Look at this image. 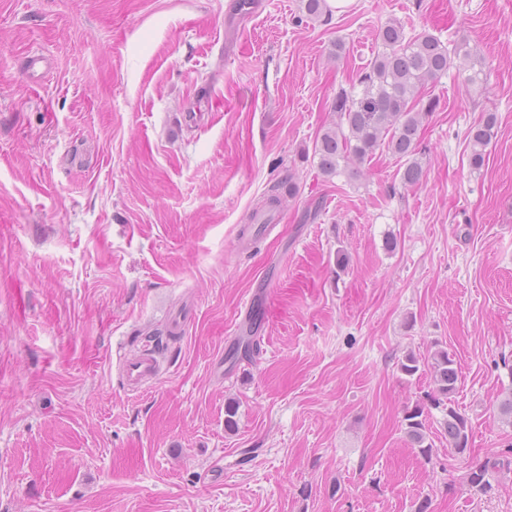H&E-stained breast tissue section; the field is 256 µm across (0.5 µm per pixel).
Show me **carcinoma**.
<instances>
[{"mask_svg":"<svg viewBox=\"0 0 512 512\" xmlns=\"http://www.w3.org/2000/svg\"><path fill=\"white\" fill-rule=\"evenodd\" d=\"M378 38L384 51L377 54L358 80V88L336 95L334 112L338 121L327 127L314 147L322 173L337 176L351 173L358 164L382 149L402 163V184L412 187L423 174L417 158L420 146V127L423 119L437 108L438 101L425 88L448 72L453 58L463 57L461 66L469 74L471 85L482 82L481 61L470 53H451L435 36L421 33L406 39L404 27L397 21L387 23ZM496 115L487 113L483 122L468 131L471 151L470 168L478 172L486 161V148L495 136ZM297 187L288 180L275 189L264 203L263 210L271 213L283 203L285 196H294ZM434 385L432 404L444 413V430L448 434V448L458 454L467 451L472 437L468 419L454 406L452 397L457 391L459 367L448 351L437 347L426 360ZM405 430L414 446L424 457L432 455V445L426 443L425 407L417 404L406 411ZM498 462L488 459L473 465L467 482L477 492L492 490L491 469Z\"/></svg>","mask_w":512,"mask_h":512,"instance_id":"carcinoma-1","label":"carcinoma"}]
</instances>
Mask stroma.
Segmentation results:
<instances>
[{
    "mask_svg": "<svg viewBox=\"0 0 512 512\" xmlns=\"http://www.w3.org/2000/svg\"><path fill=\"white\" fill-rule=\"evenodd\" d=\"M238 2L0 0V512H512V0ZM392 19L483 83L433 84L419 184L384 151L324 176L315 143ZM148 344L139 394L116 355ZM438 346L472 447L433 408L426 458L403 416L430 375L399 363ZM496 115L495 113H487L483 122L468 131L467 137L471 145L469 156V166L479 172L485 165L486 148L495 136ZM497 460L487 459L483 463L473 465L468 473L467 482L469 486L477 492L488 494L492 490V484L489 479V472L498 466Z\"/></svg>",
    "mask_w": 512,
    "mask_h": 512,
    "instance_id": "35a3bbf8",
    "label": "stroma"
}]
</instances>
